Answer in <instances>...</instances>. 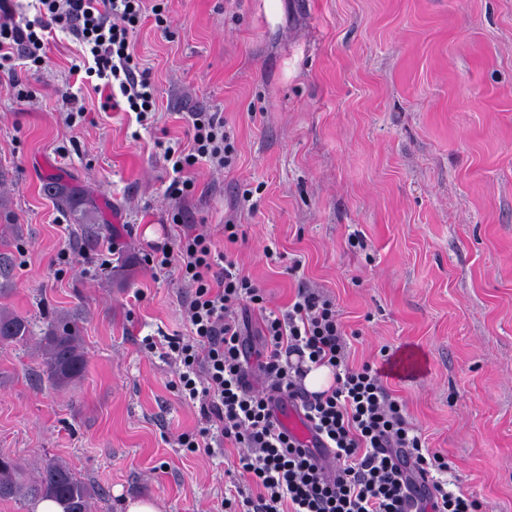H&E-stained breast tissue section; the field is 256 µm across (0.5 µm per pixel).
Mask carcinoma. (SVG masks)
<instances>
[{
  "label": "carcinoma",
  "instance_id": "cac0c4a2",
  "mask_svg": "<svg viewBox=\"0 0 512 512\" xmlns=\"http://www.w3.org/2000/svg\"><path fill=\"white\" fill-rule=\"evenodd\" d=\"M28 318L8 310H0V343H18L30 336ZM79 328L65 315L57 316L44 336V367L47 379L65 385L78 378L85 360L78 342ZM0 498L55 499L64 512H88L91 492L62 461L47 457L37 476L21 477L20 469L11 460L0 457Z\"/></svg>",
  "mask_w": 512,
  "mask_h": 512
}]
</instances>
